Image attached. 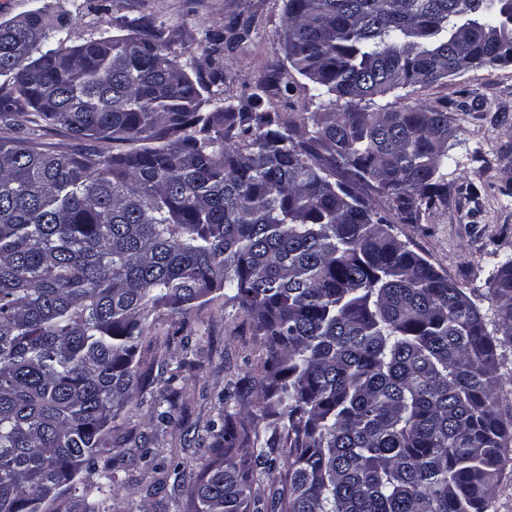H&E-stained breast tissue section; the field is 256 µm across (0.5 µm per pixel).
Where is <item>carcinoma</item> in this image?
I'll use <instances>...</instances> for the list:
<instances>
[{
  "instance_id": "obj_1",
  "label": "carcinoma",
  "mask_w": 512,
  "mask_h": 512,
  "mask_svg": "<svg viewBox=\"0 0 512 512\" xmlns=\"http://www.w3.org/2000/svg\"><path fill=\"white\" fill-rule=\"evenodd\" d=\"M282 38L320 99L304 137L263 83L216 97L161 27L70 45L64 13L0 21V512L75 493L100 512L125 408L177 378L153 346L211 304L260 337L268 422H208L196 470L166 475L190 512H488L512 451L495 371L512 257L491 332L359 187L404 221L446 202L448 113L376 98L501 63L512 0H285ZM36 127L93 147L48 149Z\"/></svg>"
}]
</instances>
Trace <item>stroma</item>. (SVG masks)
I'll use <instances>...</instances> for the list:
<instances>
[{"instance_id":"stroma-1","label":"stroma","mask_w":512,"mask_h":512,"mask_svg":"<svg viewBox=\"0 0 512 512\" xmlns=\"http://www.w3.org/2000/svg\"><path fill=\"white\" fill-rule=\"evenodd\" d=\"M43 6L70 13L75 43L96 37L120 17L163 26L171 50L204 75L210 71L203 51L206 32L249 24L248 40L225 49L221 58L225 96L239 100L262 81L281 115L315 109L311 83L288 69L280 37L284 0H0V20ZM418 102L447 112L456 130L448 149V202L417 222L395 221L394 232L465 288L482 312H490V282L500 261L512 256V64L468 69L397 100L402 107ZM192 319L197 331L188 344L161 343L156 352L170 366L185 360L199 369L181 372L170 389L126 408L112 445L132 458L131 480L106 501L104 512H187L158 484L160 468L196 456L195 446L181 444L184 430L202 432L221 410L240 426L266 422L259 397L245 407L232 400L222 405L216 398L228 382L259 375L260 344L249 320L235 310L220 313L208 306ZM166 409L175 425L158 422L157 412Z\"/></svg>"}]
</instances>
